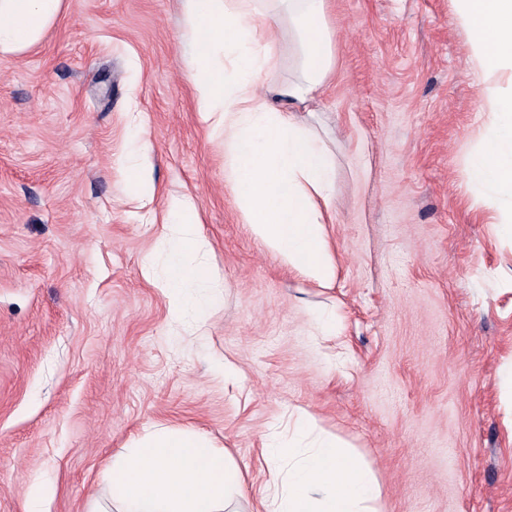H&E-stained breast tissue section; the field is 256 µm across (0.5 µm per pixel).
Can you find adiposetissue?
Instances as JSON below:
<instances>
[{
  "label": "adipose tissue",
  "mask_w": 512,
  "mask_h": 512,
  "mask_svg": "<svg viewBox=\"0 0 512 512\" xmlns=\"http://www.w3.org/2000/svg\"><path fill=\"white\" fill-rule=\"evenodd\" d=\"M195 110L224 141V174L252 234L289 271L329 288L337 262L327 227L336 221V163L297 108L313 99L334 66L326 0H183ZM485 83L489 134L466 163L470 187L495 211L502 236L512 238V0H451ZM64 0H0V54L34 47L61 16ZM288 24L300 76L268 92L260 74L280 56L275 35ZM150 145L136 141L123 173L132 199L153 203ZM170 233L141 261L143 276L165 297L173 318H204L216 304L223 276L198 260L203 225L195 201L170 196ZM274 476L258 503L262 512H374L381 487L371 469L335 436L299 410L292 434L262 443ZM114 512H224L240 489L238 468L205 434L157 426L133 437L129 451L105 470Z\"/></svg>",
  "instance_id": "ef3b65f1"
}]
</instances>
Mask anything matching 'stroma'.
Masks as SVG:
<instances>
[{"label":"stroma","mask_w":512,"mask_h":512,"mask_svg":"<svg viewBox=\"0 0 512 512\" xmlns=\"http://www.w3.org/2000/svg\"><path fill=\"white\" fill-rule=\"evenodd\" d=\"M327 22L336 63L300 115L336 159L331 288L243 223L194 110L182 0H65L0 55V512L37 486L43 512H87L155 424L223 447L250 512L261 440L299 407L369 465L378 512H512V240L466 179L487 133L467 36L451 0H328ZM138 123L162 191L146 207L122 176ZM182 193L223 274L201 329L170 324L140 267Z\"/></svg>","instance_id":"stroma-1"}]
</instances>
